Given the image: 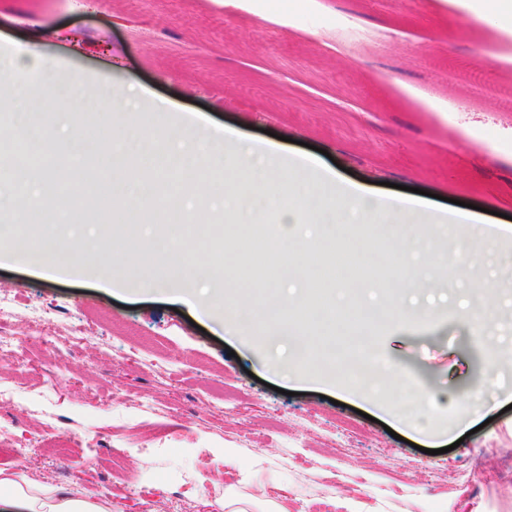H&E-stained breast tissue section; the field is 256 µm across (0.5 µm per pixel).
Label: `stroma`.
Returning <instances> with one entry per match:
<instances>
[{
	"label": "stroma",
	"mask_w": 512,
	"mask_h": 512,
	"mask_svg": "<svg viewBox=\"0 0 512 512\" xmlns=\"http://www.w3.org/2000/svg\"><path fill=\"white\" fill-rule=\"evenodd\" d=\"M0 0V48L24 57L16 82L38 93L33 56L56 66L62 85L96 97L100 80L140 107L165 103L175 116L198 113L246 139L270 131L287 150H326L348 180L384 181L481 207L482 222L512 216V37L460 14L443 0H299L273 22L262 0L227 11L215 0ZM352 26L371 38H336ZM82 37L81 49L68 38ZM57 101L39 121L42 149L65 133L82 143L79 158L46 180L53 198L24 196L0 225V249L15 233L39 247L58 213L104 200L111 173L101 166L99 134L109 114L93 109L58 129ZM144 132L153 157L134 156L125 175L152 176L134 209L113 203L119 224H95L103 248L133 271L114 291L119 270L99 265L78 237L60 240L78 274H44L24 259L0 264V289L15 296L0 327L20 344L24 366L0 362V382L17 387V404L0 407V441L27 448L0 456V469L75 488L111 512H225L224 488L243 495L280 494L288 512H512V239L472 249L480 263L457 278L462 246L445 228L424 225L431 245L426 274L436 317L399 329L383 315L408 304L391 285L397 266L389 225L361 253L359 283L382 284L368 319L318 327L304 323L309 357L268 344L263 333H228L218 318L196 317L183 302L142 290L157 280L178 290V252L145 239L187 237L189 211L170 223L168 189L208 207L193 177L172 164L166 133ZM79 184L81 198L66 185ZM491 316L470 323L460 311L484 297ZM485 298V297H484ZM50 317V336L35 340L30 311ZM91 332L85 343L72 331ZM414 378L426 394L407 419L402 393L353 386L346 367L368 350ZM238 396L234 409L215 392Z\"/></svg>",
	"instance_id": "stroma-1"
}]
</instances>
